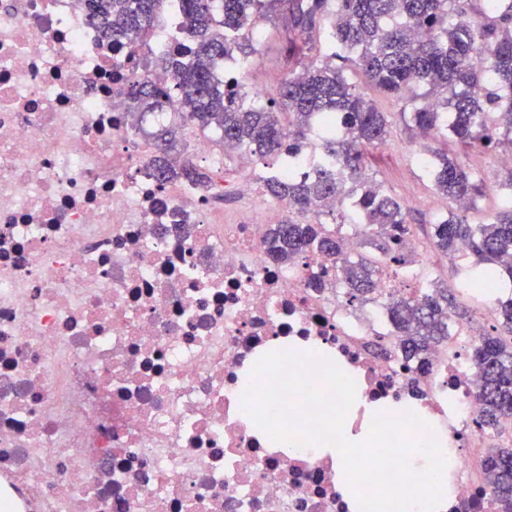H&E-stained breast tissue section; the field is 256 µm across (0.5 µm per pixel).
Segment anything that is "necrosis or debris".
Wrapping results in <instances>:
<instances>
[{"label": "necrosis or debris", "instance_id": "4bbe7bcc", "mask_svg": "<svg viewBox=\"0 0 512 512\" xmlns=\"http://www.w3.org/2000/svg\"><path fill=\"white\" fill-rule=\"evenodd\" d=\"M178 35L173 19L116 52L82 0H0V512H349L329 460L267 450L236 414L271 399L344 427L337 363L368 399L433 416L454 450L447 512H497L463 327L422 367L395 341L376 349L383 301L353 310L321 256L269 257L287 201L225 222L204 137L188 145L212 160L208 183L156 181L160 115H133L126 89L173 86L143 62ZM280 338L332 360L247 367ZM379 431L347 466L388 470L389 512H417L428 477H403L399 423Z\"/></svg>", "mask_w": 512, "mask_h": 512}]
</instances>
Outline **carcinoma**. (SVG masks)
I'll list each match as a JSON object with an SVG mask.
<instances>
[{
  "label": "carcinoma",
  "mask_w": 512,
  "mask_h": 512,
  "mask_svg": "<svg viewBox=\"0 0 512 512\" xmlns=\"http://www.w3.org/2000/svg\"><path fill=\"white\" fill-rule=\"evenodd\" d=\"M90 17L116 48L132 34L148 35L159 24L165 0H85ZM287 20L288 64L272 95L245 91L224 69L236 59L251 64L261 23L271 13ZM183 40L154 58L190 105L184 119L201 132L216 129L224 149H247L266 168H278L305 151L319 163L315 176H270L262 192L288 199L292 210L309 213L302 224L288 220L267 232L268 254L291 264L311 252L341 254L344 225L369 253L342 261L336 276L352 307L376 300L382 272L403 278L413 268L412 232L404 204L367 173L369 148L386 142L390 124L372 100L348 81L358 70L384 93L412 103L411 127L453 139L465 153L492 156L512 151V0H179ZM327 31L340 51L321 52ZM422 86L425 92L416 93ZM138 112H162L172 90L146 78L127 91ZM152 165L161 182L200 185L209 174L187 148L177 149L173 131L152 133ZM438 195L467 207L490 190L485 179L458 159L436 156L430 166ZM470 244L480 271L468 287L486 290L512 283V197L489 218L472 223L464 214L432 225L436 250L455 256ZM448 287L433 283L385 303L390 335L405 357L425 365L429 353L448 342ZM501 331L512 335V297L497 299ZM481 386L478 425L492 433L512 418V342L491 334L472 345ZM485 476L499 512H512V448L488 450Z\"/></svg>",
  "instance_id": "obj_1"
}]
</instances>
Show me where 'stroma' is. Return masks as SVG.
Masks as SVG:
<instances>
[{
    "instance_id": "obj_1",
    "label": "stroma",
    "mask_w": 512,
    "mask_h": 512,
    "mask_svg": "<svg viewBox=\"0 0 512 512\" xmlns=\"http://www.w3.org/2000/svg\"><path fill=\"white\" fill-rule=\"evenodd\" d=\"M286 29L280 16H272L263 24V35L258 52L250 67L238 70L241 83L257 93H265L264 80L267 75H283L288 67L285 50ZM347 78L361 87L372 99L379 111L385 112L391 122L387 141L370 149L367 166L378 182L409 208L408 222L413 239L420 248L427 251L425 269L436 282L456 287L468 271V261L463 257L449 258L429 246L431 226L447 214L448 201L438 196L433 182L418 158V153H449L457 156L464 166L479 175L489 173L491 160L479 153H460L457 146L443 138L421 140L416 138L402 117L405 109L403 100L384 94L366 84L361 73L350 69ZM251 171L242 168L236 153L224 156V218L231 221L236 216L248 217L255 214L257 206L254 196L239 192L240 184L249 182Z\"/></svg>"
}]
</instances>
